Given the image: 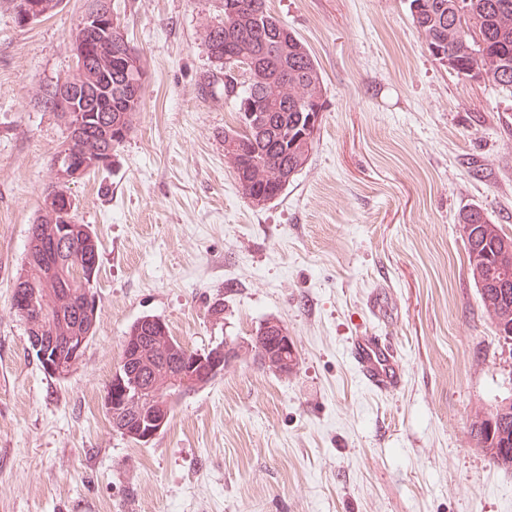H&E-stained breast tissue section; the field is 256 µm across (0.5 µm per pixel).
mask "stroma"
<instances>
[{
    "instance_id": "35a3bbf8",
    "label": "stroma",
    "mask_w": 512,
    "mask_h": 512,
    "mask_svg": "<svg viewBox=\"0 0 512 512\" xmlns=\"http://www.w3.org/2000/svg\"><path fill=\"white\" fill-rule=\"evenodd\" d=\"M14 3L0 0V512H512V470L469 437L476 410L512 399V339L481 311L457 221L478 207L512 235V94L435 60L408 0H269L318 62L326 109L308 164L255 207L224 159L235 109L202 87L224 0H112L147 78L110 169L71 186L100 241V314L56 379L12 283L67 136L36 94L73 74L88 0L25 27ZM147 315L201 352L279 320L295 371L241 357L134 442L102 402ZM369 334L402 357L394 393L348 356Z\"/></svg>"
}]
</instances>
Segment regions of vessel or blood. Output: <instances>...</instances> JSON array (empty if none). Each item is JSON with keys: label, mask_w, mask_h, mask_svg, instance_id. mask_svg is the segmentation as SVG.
Masks as SVG:
<instances>
[{"label": "vessel or blood", "mask_w": 512, "mask_h": 512, "mask_svg": "<svg viewBox=\"0 0 512 512\" xmlns=\"http://www.w3.org/2000/svg\"><path fill=\"white\" fill-rule=\"evenodd\" d=\"M350 358L365 385L380 392L397 389L403 380L402 360L396 348L380 337H357Z\"/></svg>", "instance_id": "1"}]
</instances>
